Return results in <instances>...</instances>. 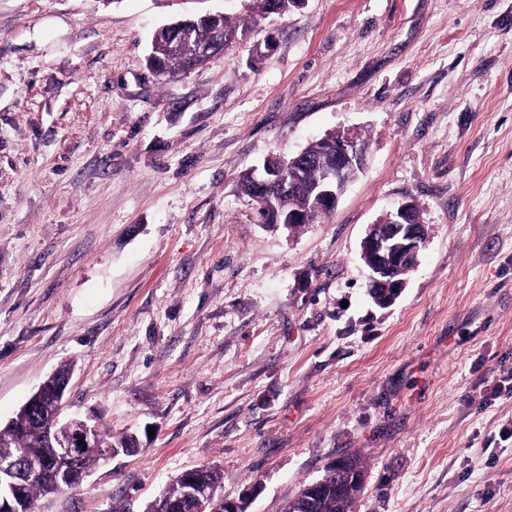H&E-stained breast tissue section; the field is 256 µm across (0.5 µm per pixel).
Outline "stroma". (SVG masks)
<instances>
[{
	"label": "stroma",
	"mask_w": 512,
	"mask_h": 512,
	"mask_svg": "<svg viewBox=\"0 0 512 512\" xmlns=\"http://www.w3.org/2000/svg\"><path fill=\"white\" fill-rule=\"evenodd\" d=\"M253 0H0V424L58 367L139 449L39 512H144L218 467L286 512L359 456L354 512H512V0H304L168 80L160 27ZM323 222L259 223L246 171L342 128ZM429 230L388 307L360 242Z\"/></svg>",
	"instance_id": "obj_1"
}]
</instances>
